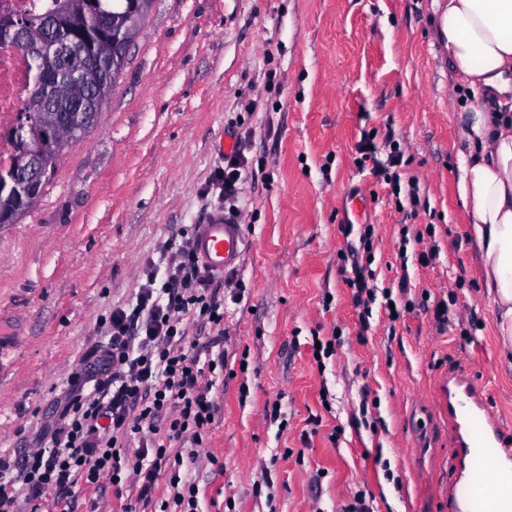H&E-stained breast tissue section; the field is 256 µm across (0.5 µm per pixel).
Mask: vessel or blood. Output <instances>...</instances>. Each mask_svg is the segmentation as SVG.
<instances>
[{
	"mask_svg": "<svg viewBox=\"0 0 512 512\" xmlns=\"http://www.w3.org/2000/svg\"><path fill=\"white\" fill-rule=\"evenodd\" d=\"M193 247L210 270L235 269L247 247L240 219L211 215L196 231ZM441 402L455 431L450 466L456 478L448 487V512H503L512 505V429L493 417L486 388L467 371L449 372ZM478 448L493 460L491 471L474 465Z\"/></svg>",
	"mask_w": 512,
	"mask_h": 512,
	"instance_id": "vessel-or-blood-1",
	"label": "vessel or blood"
}]
</instances>
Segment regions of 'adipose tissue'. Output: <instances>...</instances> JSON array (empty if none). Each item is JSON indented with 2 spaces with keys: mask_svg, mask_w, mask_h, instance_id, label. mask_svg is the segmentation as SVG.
Listing matches in <instances>:
<instances>
[{
  "mask_svg": "<svg viewBox=\"0 0 512 512\" xmlns=\"http://www.w3.org/2000/svg\"><path fill=\"white\" fill-rule=\"evenodd\" d=\"M442 19L454 82L485 98L462 109L456 187L498 351L512 370V0H444Z\"/></svg>",
  "mask_w": 512,
  "mask_h": 512,
  "instance_id": "obj_1",
  "label": "adipose tissue"
}]
</instances>
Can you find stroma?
Instances as JSON below:
<instances>
[{
    "mask_svg": "<svg viewBox=\"0 0 512 512\" xmlns=\"http://www.w3.org/2000/svg\"><path fill=\"white\" fill-rule=\"evenodd\" d=\"M435 0H154L94 128L42 198L0 225V452L18 458L129 302L146 258L221 212L202 188L232 121L250 133L247 250L224 311V378L208 442L184 452L201 512H448L452 431L439 381L465 367L512 424L491 308L456 192L455 87ZM400 143L418 209L360 166ZM361 198L376 284L399 316L362 321L345 282ZM407 248H400L401 237ZM405 292H398L399 282ZM327 343L317 355L313 339Z\"/></svg>",
    "mask_w": 512,
    "mask_h": 512,
    "instance_id": "obj_1",
    "label": "stroma"
}]
</instances>
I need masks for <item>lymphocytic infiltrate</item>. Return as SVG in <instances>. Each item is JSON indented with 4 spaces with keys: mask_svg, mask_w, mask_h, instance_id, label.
<instances>
[{
    "mask_svg": "<svg viewBox=\"0 0 512 512\" xmlns=\"http://www.w3.org/2000/svg\"><path fill=\"white\" fill-rule=\"evenodd\" d=\"M234 139L202 190L223 198L231 216L239 213L242 175L252 167L245 134ZM192 237L186 229L165 241L164 264L145 261L133 301L100 318L108 341L94 347L71 377L50 446L18 459L0 456V512H43L47 494L69 501L105 478L122 489L128 467L138 492L124 512H199L198 489L181 475L183 455L171 444L187 438L199 448L209 438L218 412L213 376L224 368L218 350L224 304L240 302L246 286L237 271L211 273ZM187 316L214 329V336L189 338ZM163 472L171 491L158 502L155 485Z\"/></svg>",
    "mask_w": 512,
    "mask_h": 512,
    "instance_id": "obj_1",
    "label": "lymphocytic infiltrate"
}]
</instances>
